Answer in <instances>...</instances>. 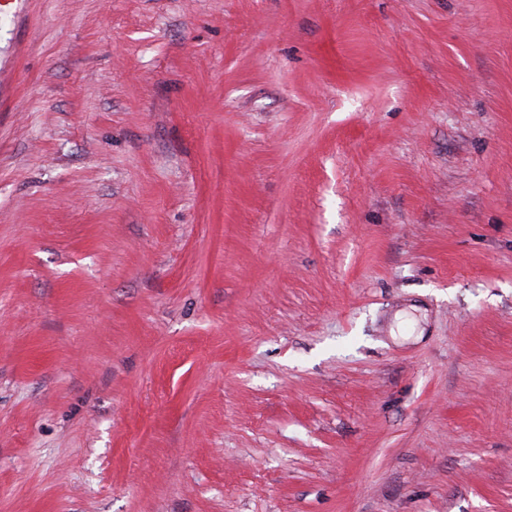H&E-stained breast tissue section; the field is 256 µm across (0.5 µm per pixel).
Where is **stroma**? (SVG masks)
<instances>
[{"label": "stroma", "mask_w": 512, "mask_h": 512, "mask_svg": "<svg viewBox=\"0 0 512 512\" xmlns=\"http://www.w3.org/2000/svg\"><path fill=\"white\" fill-rule=\"evenodd\" d=\"M0 0V512H512V0Z\"/></svg>", "instance_id": "1"}]
</instances>
